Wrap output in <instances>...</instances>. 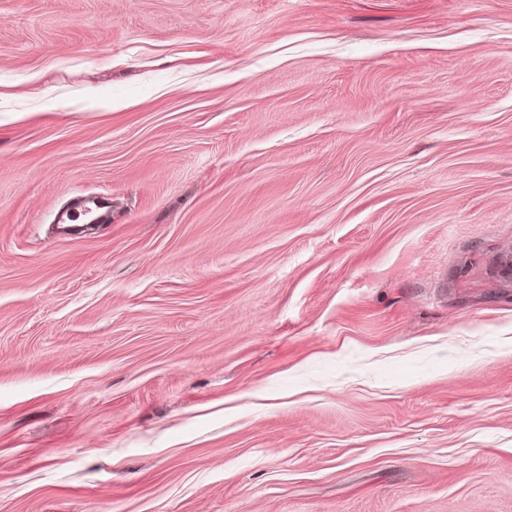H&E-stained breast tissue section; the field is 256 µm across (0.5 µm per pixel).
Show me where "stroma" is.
I'll return each instance as SVG.
<instances>
[{
	"label": "stroma",
	"instance_id": "obj_1",
	"mask_svg": "<svg viewBox=\"0 0 512 512\" xmlns=\"http://www.w3.org/2000/svg\"><path fill=\"white\" fill-rule=\"evenodd\" d=\"M511 247L512 0H0V512H512ZM90 201L95 202L97 210L103 208L102 210L109 212L112 208L111 201L108 198L78 197L67 203L69 205L65 209L62 207L56 213L55 222L63 226V229L66 231H69L71 228H73L75 224H82L83 216L81 208L79 207L85 206V204Z\"/></svg>",
	"mask_w": 512,
	"mask_h": 512
}]
</instances>
